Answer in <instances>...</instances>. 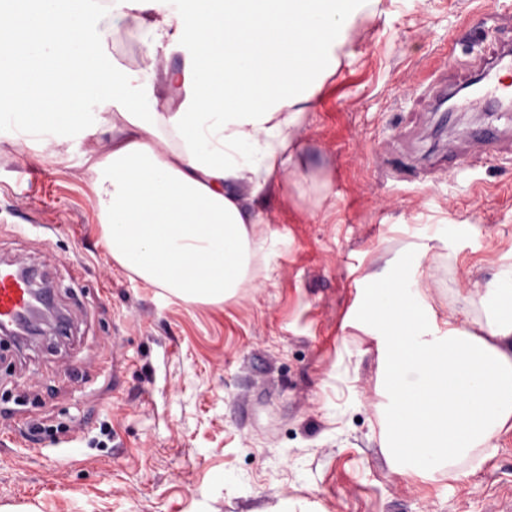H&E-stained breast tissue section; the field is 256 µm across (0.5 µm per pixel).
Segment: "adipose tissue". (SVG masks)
Segmentation results:
<instances>
[{"mask_svg":"<svg viewBox=\"0 0 512 512\" xmlns=\"http://www.w3.org/2000/svg\"><path fill=\"white\" fill-rule=\"evenodd\" d=\"M381 0H37L0 17V47H25L0 85L16 101L0 139L39 138L64 162L73 143L97 197L113 260L176 297L219 305L288 237L271 226L289 190L321 206L329 178L308 173L311 104ZM130 25L142 60L98 52ZM177 54L158 69L159 53ZM109 133L110 149L91 148ZM400 253L363 277L356 327L383 365L375 404L397 474L425 483L476 476L512 431V250L489 284L460 294L468 329L439 316L421 282L432 248L459 263L471 227L398 224Z\"/></svg>","mask_w":512,"mask_h":512,"instance_id":"adipose-tissue-1","label":"adipose tissue"}]
</instances>
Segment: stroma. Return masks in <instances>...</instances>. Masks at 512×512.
<instances>
[{
  "label": "stroma",
  "mask_w": 512,
  "mask_h": 512,
  "mask_svg": "<svg viewBox=\"0 0 512 512\" xmlns=\"http://www.w3.org/2000/svg\"><path fill=\"white\" fill-rule=\"evenodd\" d=\"M314 101L305 150L334 204L285 201L291 244L221 305L182 301L120 267L101 242L82 169L0 141V256L46 267L74 319L27 357L0 343V512H486L512 489V432L474 478L436 484L395 473L374 403L383 370L347 320L359 280L396 256L395 224L472 225L464 264L426 257L439 315H459L441 277L491 281L512 247V143L465 179L471 129L507 113L429 106L436 81L469 79L512 45V14L490 0H383ZM39 171L29 197L19 170ZM348 342L358 401L336 418L332 373ZM53 427L36 442L33 424Z\"/></svg>",
  "instance_id": "obj_1"
}]
</instances>
